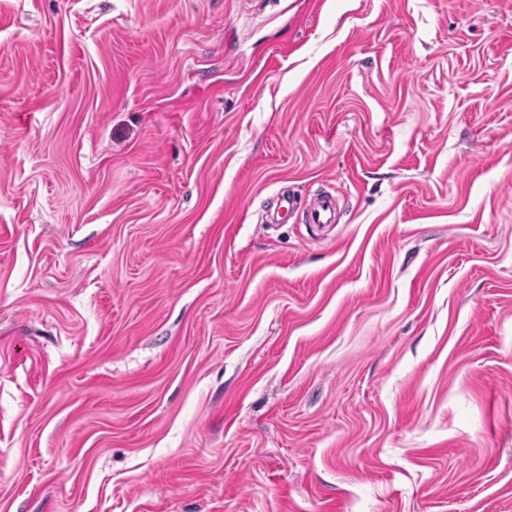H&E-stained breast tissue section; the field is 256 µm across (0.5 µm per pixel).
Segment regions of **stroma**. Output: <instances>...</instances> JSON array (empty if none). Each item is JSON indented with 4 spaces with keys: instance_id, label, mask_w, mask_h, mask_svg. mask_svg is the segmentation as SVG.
Segmentation results:
<instances>
[{
    "instance_id": "1",
    "label": "stroma",
    "mask_w": 512,
    "mask_h": 512,
    "mask_svg": "<svg viewBox=\"0 0 512 512\" xmlns=\"http://www.w3.org/2000/svg\"><path fill=\"white\" fill-rule=\"evenodd\" d=\"M0 512H512V0H0ZM311 224H332L336 222L334 199L321 198L311 208L309 213Z\"/></svg>"
}]
</instances>
